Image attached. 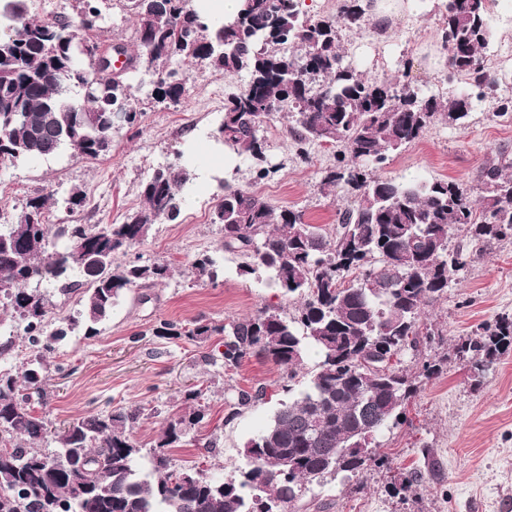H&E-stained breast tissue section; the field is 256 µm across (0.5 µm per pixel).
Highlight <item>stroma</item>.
Wrapping results in <instances>:
<instances>
[{"instance_id":"35a3bbf8","label":"stroma","mask_w":512,"mask_h":512,"mask_svg":"<svg viewBox=\"0 0 512 512\" xmlns=\"http://www.w3.org/2000/svg\"><path fill=\"white\" fill-rule=\"evenodd\" d=\"M98 7L100 46L134 50L133 15L120 0H100ZM490 18L494 39L486 54L499 59L508 82L498 85L496 97L477 102L465 124L437 118L418 140L392 155L380 177L454 181L477 198L483 193L481 169L500 154L512 156V121L493 114L497 97L512 96V11L497 9ZM440 29V15L420 4L397 22L393 36L382 37L368 24L343 30L340 49L345 59L359 64L365 78L408 79L445 100L462 85L448 81L444 70L425 66ZM156 79L144 69L130 78V91L143 114L134 127L114 131L105 156L79 159L65 148L47 159L0 166V225L15 223L27 200L38 195L52 202L50 223H121L139 206L142 182L179 152L197 177L180 216L154 225L138 248L142 262H167L170 278L126 292L111 317L99 324L97 335H85L78 327L56 343L47 356L50 379L34 407L53 427L88 413L142 408L132 435L147 450L166 421L185 411L187 392L205 388V419L188 431L179 447L168 449L170 466L199 463L207 477L235 480L244 464L245 443L271 423L291 392L304 390L318 354L306 349L293 389L287 392L283 369L263 358L250 357L237 368L217 361L222 337L193 341L156 335L164 321L187 327L204 316L222 323L254 315L268 304L289 312L296 303L264 269L241 274L242 259L224 250L218 225L209 218L194 219L198 212L212 213L217 202L211 173L225 171L240 187L253 184L251 162L238 158L225 165L223 154L207 139L222 119L227 96L247 85V74L199 66L190 72L186 91L175 103L152 98ZM290 125L284 111L264 128L269 160L278 170L258 190L275 206L302 210L309 223L334 227L338 212L356 201L351 189L330 190L322 184L336 164L338 149L319 143L298 148ZM76 191L85 203L72 215L61 201ZM452 243L470 252L471 262L441 300L422 309L423 323L442 333V346L419 357L409 352L401 359L411 385L405 418L375 438L390 459L389 467L369 466L350 481L326 475L306 485L288 512H512V354L502 357L477 386L467 361L452 352L477 326L512 316V238L477 241L461 230ZM204 254L221 266L218 283L191 273L192 262ZM422 358L438 365L437 376H418L416 364ZM260 387L266 390L263 399L229 416L228 404L239 390ZM412 471L421 473L420 484L401 490L400 474Z\"/></svg>"}]
</instances>
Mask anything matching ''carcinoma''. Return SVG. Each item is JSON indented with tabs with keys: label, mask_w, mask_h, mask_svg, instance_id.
<instances>
[{
	"label": "carcinoma",
	"mask_w": 512,
	"mask_h": 512,
	"mask_svg": "<svg viewBox=\"0 0 512 512\" xmlns=\"http://www.w3.org/2000/svg\"><path fill=\"white\" fill-rule=\"evenodd\" d=\"M33 0H0V166L39 160L66 147L97 159L112 148V132L138 121L128 85L93 59L77 53L94 24L82 17L95 0H78L79 12L47 21L31 16ZM136 17V53L160 75L154 99L176 101L185 79L167 70L177 57L187 68L206 63L226 74L246 72L244 90L224 100L215 138L253 162L254 179L265 166L263 124L288 110L289 132L300 143L338 144V165L323 178L348 186L357 203L338 213L330 230L305 221L299 210L278 208L254 191L224 181L213 223L223 225L224 249L244 258L243 274L267 269L284 293L298 296L294 313L266 306L257 314L216 324L199 317L192 326L163 322L162 336L191 340L224 337V366L260 356L297 376L309 346L318 371L301 396L282 404L272 423L247 442L238 483L215 482L202 471L172 469L165 449L204 420L191 407L167 422L153 447V473L141 476V448L132 437L143 409L117 408L68 422L58 447H38L47 421L31 407L49 373L46 353L76 324L51 331L50 295L82 291L79 315L86 334L112 315L132 288L154 286L170 276L165 262H116L140 245L153 225L181 213L191 184L187 169L171 163L142 184L137 210L120 224H66L63 250L50 246L48 199L26 202L18 221L0 225V296L18 317L34 352L20 374L0 370V512H281L301 497L302 486L328 473L350 477L368 463L386 464L372 442L397 425L410 396L400 357L418 352L434 333L420 323L421 307L440 300L451 277L467 264V251L448 249L455 231L473 239L512 237V161L482 168L484 194L475 204L460 184L436 180L395 182L376 176L391 154L419 139L444 114L463 124L474 101L493 92L497 78L486 67L493 39L487 0H445L442 47L448 80L465 78V90L444 102L409 82L369 80L340 52V29L360 28L370 3L342 0L336 18H314L300 0H240L230 18L208 19L188 0H165V10L125 0ZM193 274L218 279L207 254ZM79 272L87 288L70 281ZM512 351V317L480 327L458 347L469 357L475 381ZM379 357L382 371L366 370L365 354ZM264 388L241 391L229 416L263 398Z\"/></svg>",
	"instance_id": "obj_1"
}]
</instances>
